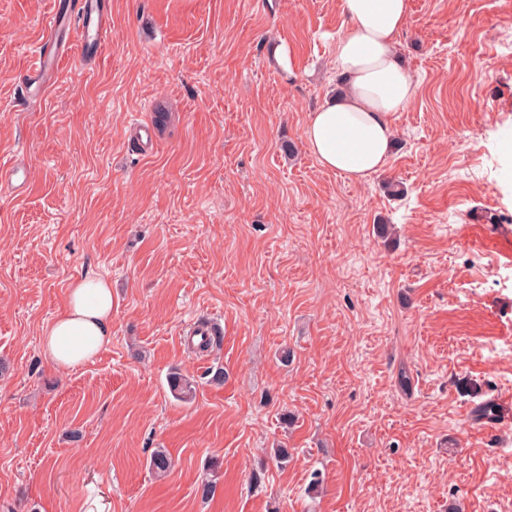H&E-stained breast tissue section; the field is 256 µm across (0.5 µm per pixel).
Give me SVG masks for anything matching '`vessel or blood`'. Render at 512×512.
Wrapping results in <instances>:
<instances>
[{
    "label": "vessel or blood",
    "mask_w": 512,
    "mask_h": 512,
    "mask_svg": "<svg viewBox=\"0 0 512 512\" xmlns=\"http://www.w3.org/2000/svg\"><path fill=\"white\" fill-rule=\"evenodd\" d=\"M75 25L80 28L83 54H96L104 49L110 37V22L99 0H68L66 9H53L37 61L26 72L23 81L24 97L28 103H36L44 94L71 46V28Z\"/></svg>",
    "instance_id": "vessel-or-blood-1"
}]
</instances>
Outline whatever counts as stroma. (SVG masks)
<instances>
[{"label": "stroma", "instance_id": "35a3bbf8", "mask_svg": "<svg viewBox=\"0 0 512 512\" xmlns=\"http://www.w3.org/2000/svg\"><path fill=\"white\" fill-rule=\"evenodd\" d=\"M53 2L0 0V512H512V0H408L416 94L362 183L304 142L339 0H106L30 105ZM98 276L112 342L56 369L41 331Z\"/></svg>", "mask_w": 512, "mask_h": 512}]
</instances>
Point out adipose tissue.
Masks as SVG:
<instances>
[{"instance_id": "obj_1", "label": "adipose tissue", "mask_w": 512, "mask_h": 512, "mask_svg": "<svg viewBox=\"0 0 512 512\" xmlns=\"http://www.w3.org/2000/svg\"><path fill=\"white\" fill-rule=\"evenodd\" d=\"M340 6L347 30L336 42L335 65L345 87L312 112L304 141L323 168L361 183L386 166L395 142L391 117L416 94L397 51L408 0H340ZM111 342V281H75L63 309L42 329L43 357L69 370Z\"/></svg>"}]
</instances>
